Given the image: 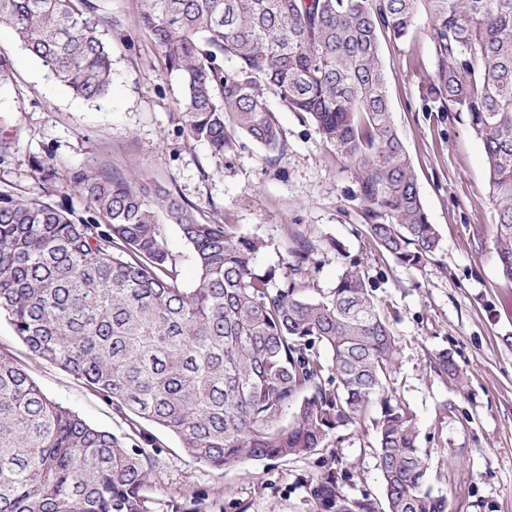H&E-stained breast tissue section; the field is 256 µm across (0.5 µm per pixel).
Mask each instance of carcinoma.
Listing matches in <instances>:
<instances>
[{"mask_svg":"<svg viewBox=\"0 0 512 512\" xmlns=\"http://www.w3.org/2000/svg\"><path fill=\"white\" fill-rule=\"evenodd\" d=\"M98 0H0V26L75 96L112 87ZM430 22L438 70L426 100L465 112L486 153L501 275L512 280V0H144L139 25L183 83L188 134L222 155L244 133L271 161L285 151L265 97L303 112L357 166L369 234L402 264L440 250L394 126L379 35ZM80 219L38 198L0 195V315L35 356L73 374L130 420L119 436L54 401L0 351V512H153L155 446L141 422L174 434L195 462L309 456L372 405L383 501L341 494L349 471L311 484L316 512H448L425 488L416 415L393 402L391 326L357 266L329 295L274 270L265 247L131 183L78 172ZM177 225L197 267L183 288L167 248ZM434 371L457 382L453 356ZM294 413L281 423L288 408Z\"/></svg>","mask_w":512,"mask_h":512,"instance_id":"1","label":"carcinoma"}]
</instances>
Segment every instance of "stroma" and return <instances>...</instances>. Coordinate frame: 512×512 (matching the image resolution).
Masks as SVG:
<instances>
[{
    "label": "stroma",
    "mask_w": 512,
    "mask_h": 512,
    "mask_svg": "<svg viewBox=\"0 0 512 512\" xmlns=\"http://www.w3.org/2000/svg\"><path fill=\"white\" fill-rule=\"evenodd\" d=\"M112 56V90L88 102L73 96L14 32L0 28V53L12 80L0 87V192L37 197L88 216L70 189L75 172L107 170L150 193L175 198L199 222L224 224L265 246L258 272L297 276L325 294L350 262L360 264L399 349L390 392L417 416L419 446L430 460L427 485L450 512H512V281L499 272L494 206L483 144L466 114L438 111L425 85L438 62L426 17L408 38L381 36L380 51L395 127L412 161L441 249L418 267L401 264L371 240L356 197L355 167L317 133L307 114L267 99L287 143L269 162L255 143L214 155L184 131L183 88L139 26L142 0H102ZM309 243L301 273L292 252ZM0 351L24 364L56 402L94 425L124 434L126 421L72 374L33 357L0 317ZM451 352L463 384L434 372ZM157 468L148 497L159 512H313L309 483L341 467L357 474L341 492L380 495L371 425L340 428L327 448L306 457L246 461L215 471L194 462L178 439L144 423Z\"/></svg>",
    "instance_id": "35a3bbf8"
}]
</instances>
